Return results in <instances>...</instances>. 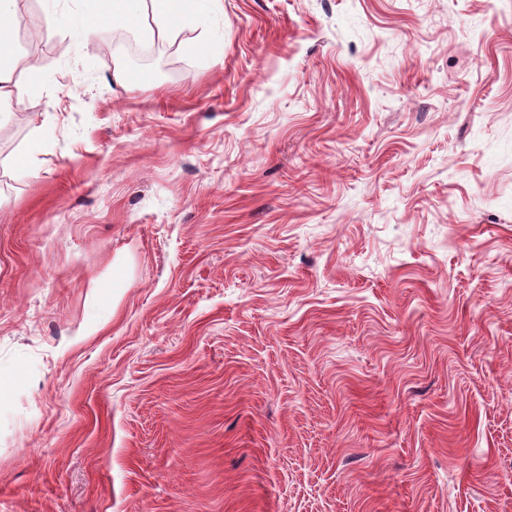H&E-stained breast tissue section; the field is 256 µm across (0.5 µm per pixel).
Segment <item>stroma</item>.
I'll return each mask as SVG.
<instances>
[{
	"label": "stroma",
	"mask_w": 512,
	"mask_h": 512,
	"mask_svg": "<svg viewBox=\"0 0 512 512\" xmlns=\"http://www.w3.org/2000/svg\"><path fill=\"white\" fill-rule=\"evenodd\" d=\"M103 13L13 37L0 512H512V0ZM112 20L127 22L150 38L173 36L180 24L196 18L212 0H104Z\"/></svg>",
	"instance_id": "35a3bbf8"
}]
</instances>
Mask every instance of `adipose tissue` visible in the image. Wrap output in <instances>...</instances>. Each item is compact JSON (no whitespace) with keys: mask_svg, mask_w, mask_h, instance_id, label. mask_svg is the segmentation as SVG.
<instances>
[{"mask_svg":"<svg viewBox=\"0 0 512 512\" xmlns=\"http://www.w3.org/2000/svg\"><path fill=\"white\" fill-rule=\"evenodd\" d=\"M113 19L137 27L151 38L173 36L185 20L196 18L205 0H107ZM23 0H0V119L23 89L15 80L18 63L12 57L11 23L21 19Z\"/></svg>","mask_w":512,"mask_h":512,"instance_id":"1","label":"adipose tissue"}]
</instances>
